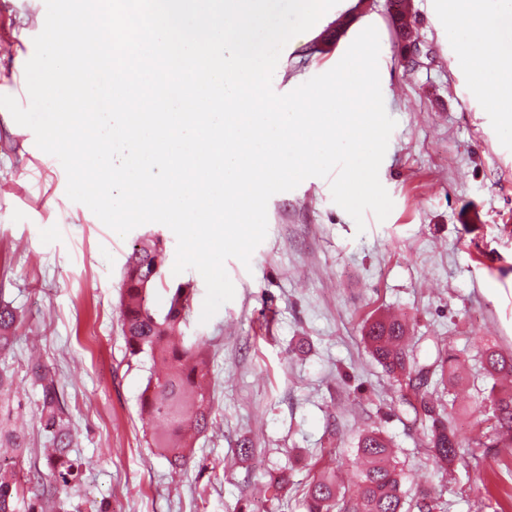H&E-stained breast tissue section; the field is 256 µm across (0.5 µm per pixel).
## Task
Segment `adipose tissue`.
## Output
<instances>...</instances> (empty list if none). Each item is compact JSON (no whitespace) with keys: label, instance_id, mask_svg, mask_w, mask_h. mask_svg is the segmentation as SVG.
I'll return each instance as SVG.
<instances>
[{"label":"adipose tissue","instance_id":"adipose-tissue-1","mask_svg":"<svg viewBox=\"0 0 512 512\" xmlns=\"http://www.w3.org/2000/svg\"><path fill=\"white\" fill-rule=\"evenodd\" d=\"M450 0L447 13L449 27H464L471 35L459 54L461 63H468L473 53H480L489 69L497 72L494 80H477L475 93L492 110H512V0Z\"/></svg>","mask_w":512,"mask_h":512}]
</instances>
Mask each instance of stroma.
Wrapping results in <instances>:
<instances>
[{
    "instance_id": "1",
    "label": "stroma",
    "mask_w": 512,
    "mask_h": 512,
    "mask_svg": "<svg viewBox=\"0 0 512 512\" xmlns=\"http://www.w3.org/2000/svg\"><path fill=\"white\" fill-rule=\"evenodd\" d=\"M447 2L413 0L416 66L404 60L387 0L363 10L339 0L335 15L284 47L272 80L279 94L329 71L363 29L377 28L382 94L397 122L379 179L394 207L382 222L366 213L361 233L333 202L329 180L310 177L273 195L265 240L250 263L226 261L235 296L205 323L202 276L166 271L154 302L164 306L168 289L192 283L182 331L204 344L214 407L180 473L148 445L139 401L149 361L129 355L120 319L133 244L160 234L172 260L176 238L160 223L123 237L106 227L67 197L59 160L0 108V295L24 308L31 326L0 354L14 372L8 408L27 433L22 469L46 467L39 392L26 374L36 351L59 376L86 463L67 494L108 512H299L313 467L357 482L358 439L373 430L390 442L410 500H432L435 512H512V447L477 466L437 467L398 383L363 342L370 316L402 317L431 388L454 401L458 434L487 431L480 391L493 380L480 345L512 354V234L502 231L512 225V114L475 95L476 67L459 62L465 36L447 28ZM45 17L44 0H0V44L14 45L0 53V95L24 107L25 65ZM444 348L463 364L460 384H446L436 367ZM281 477L288 494L277 503L268 488Z\"/></svg>"
}]
</instances>
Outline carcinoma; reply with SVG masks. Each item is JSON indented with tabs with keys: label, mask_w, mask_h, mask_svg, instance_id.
<instances>
[{
	"label": "carcinoma",
	"mask_w": 512,
	"mask_h": 512,
	"mask_svg": "<svg viewBox=\"0 0 512 512\" xmlns=\"http://www.w3.org/2000/svg\"><path fill=\"white\" fill-rule=\"evenodd\" d=\"M159 238L142 237L135 242L124 271L121 317L127 350L133 357L145 354L151 366L141 394L142 417L165 423L166 429L152 435V444L173 470H182L194 456V442L211 425L212 400L208 391V368L199 353L200 342L182 336L181 325L191 312L194 289L181 283L167 289L164 308L152 302L153 286L162 281L164 268H156L161 246ZM148 287H143L146 279ZM29 327L25 311L0 300V352L13 348L20 333ZM407 327L398 318L377 319L365 326L363 339L373 359L385 371L402 379L404 403L413 410L414 421L426 431L427 448L433 461L451 466L463 459L462 448L477 457L475 449L488 443L477 437L463 442L449 423L443 400L429 388V369L410 357ZM485 371L491 377H512V355H505L497 345L480 348ZM442 375L453 383L458 378V356L445 351L440 359ZM27 374L39 390L38 421L47 444V472L28 474L17 469L24 454L26 436L6 430L0 422V512H45L50 499L45 484L55 489L77 485L83 472L81 457L72 455L75 433L60 391L55 371L36 360L28 363ZM495 419L496 435L512 441V388L493 385L482 393ZM357 453L363 462L360 484L352 494L341 486L334 472H321L305 485L299 500L301 512H409L405 509L407 492L393 449L379 432L359 438Z\"/></svg>",
	"instance_id": "carcinoma-1"
}]
</instances>
